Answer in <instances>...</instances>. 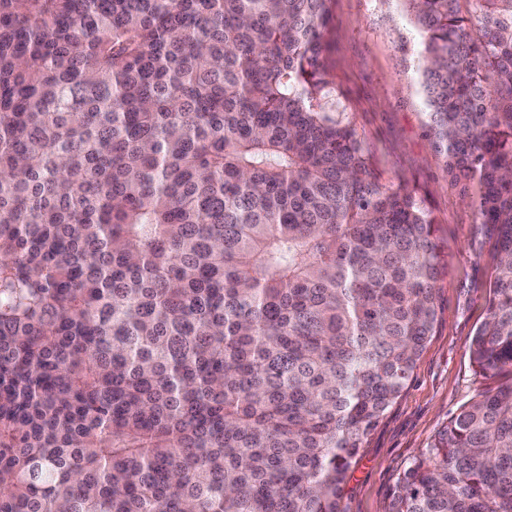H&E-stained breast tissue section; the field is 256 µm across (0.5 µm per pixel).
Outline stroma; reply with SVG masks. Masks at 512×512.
I'll return each mask as SVG.
<instances>
[{"mask_svg":"<svg viewBox=\"0 0 512 512\" xmlns=\"http://www.w3.org/2000/svg\"><path fill=\"white\" fill-rule=\"evenodd\" d=\"M416 35L394 0H331L325 61L336 95L383 182H403L430 213L447 269L439 323L399 400L368 437L343 484L342 512H387L397 480L490 379L472 339L486 315L490 254L476 256L474 208L435 157L417 92Z\"/></svg>","mask_w":512,"mask_h":512,"instance_id":"stroma-1","label":"stroma"}]
</instances>
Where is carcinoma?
<instances>
[{"instance_id": "carcinoma-1", "label": "carcinoma", "mask_w": 512, "mask_h": 512, "mask_svg": "<svg viewBox=\"0 0 512 512\" xmlns=\"http://www.w3.org/2000/svg\"><path fill=\"white\" fill-rule=\"evenodd\" d=\"M395 2L512 373V0ZM329 3L0 0V512H340L445 261L336 109ZM388 512H512V377Z\"/></svg>"}]
</instances>
